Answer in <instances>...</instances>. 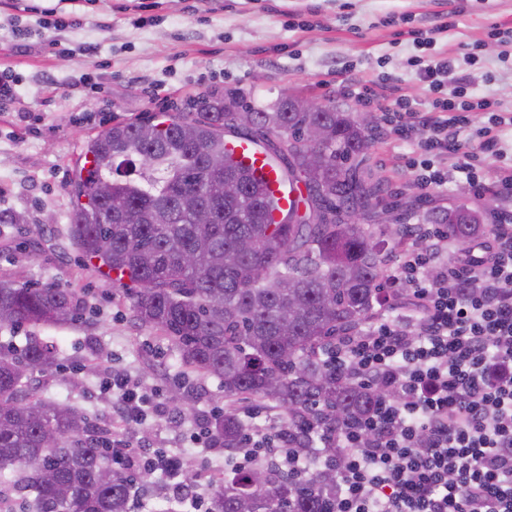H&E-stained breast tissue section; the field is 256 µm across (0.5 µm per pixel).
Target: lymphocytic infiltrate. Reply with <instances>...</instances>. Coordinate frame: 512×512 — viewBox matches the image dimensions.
<instances>
[{
    "instance_id": "1",
    "label": "lymphocytic infiltrate",
    "mask_w": 512,
    "mask_h": 512,
    "mask_svg": "<svg viewBox=\"0 0 512 512\" xmlns=\"http://www.w3.org/2000/svg\"><path fill=\"white\" fill-rule=\"evenodd\" d=\"M450 67L447 57L435 55L421 68L434 94L428 111L399 99L384 106L382 116L400 138L417 139L423 189L447 185L448 172L435 161L455 155L479 195L487 185L461 134L481 121L478 153L501 157L499 132L512 125V116L471 95L465 78L445 90ZM420 234L427 246L405 249L393 274L413 294L414 329L380 317L322 354L325 364L382 392L373 412L333 429H309L336 451L326 460L337 483L330 512H512V211L496 214L490 243L449 262L431 280L423 272L447 242L448 228L436 224ZM104 388L112 394L114 465L165 475L186 512H206L199 488L215 478L223 442L208 425L193 431L206 463L197 489L186 490L176 455L136 449L125 438L130 426L162 413L161 389L125 374L113 375ZM295 446L287 430L248 429L235 468L272 461L305 481L308 469Z\"/></svg>"
}]
</instances>
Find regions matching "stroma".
Returning <instances> with one entry per match:
<instances>
[{"label":"stroma","instance_id":"35a3bbf8","mask_svg":"<svg viewBox=\"0 0 512 512\" xmlns=\"http://www.w3.org/2000/svg\"><path fill=\"white\" fill-rule=\"evenodd\" d=\"M50 11L77 26L43 28ZM442 21L450 27L433 49L413 44L410 29ZM495 27L512 28V0H0V71L18 80L17 97L0 102V212L13 218L0 223V281L57 284L72 289L82 308L69 326L0 325L2 344L22 346L32 333L55 345L56 365L30 378L36 394L68 400L108 428V377L166 381L164 397L181 398L180 413L166 411L126 435L133 446L172 448L199 465L204 459L190 434L224 402L219 380L189 371L174 345L135 324L123 288L69 244L68 185L87 141L102 128L116 119L188 113L200 95L230 92L254 106L285 93L333 102L377 125V106L346 96L345 85L374 79L381 101L402 97L426 110L432 94L415 61L432 52L452 61L448 84L467 76L473 95L512 113V41L490 38ZM15 28L28 31L27 45H16ZM417 156L415 142L388 131L374 142L369 165L388 204L412 200L419 214L444 215L461 201L487 219L485 199L465 185L457 158L442 162L447 186L428 191L416 185L419 170L410 161ZM400 254L393 246L383 253L376 307L397 319L409 300L408 290L390 281ZM232 410L248 427L286 426L282 411L266 401H238Z\"/></svg>","mask_w":512,"mask_h":512}]
</instances>
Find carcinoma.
Segmentation results:
<instances>
[{"label":"carcinoma","instance_id":"1","mask_svg":"<svg viewBox=\"0 0 512 512\" xmlns=\"http://www.w3.org/2000/svg\"><path fill=\"white\" fill-rule=\"evenodd\" d=\"M242 107L233 95L206 97L190 119L118 121L98 133L71 179V244L126 287L138 325L223 382L224 398L270 401L302 437L298 451L316 468L310 481L243 471L216 482L207 512H326L336 476L318 465L330 449L302 430L359 416L380 394L321 357L336 338L360 332L379 301L380 209L388 204L367 164L379 130L334 105L300 112L292 97L252 107L250 141L277 140L267 163L299 191L280 211L274 193L226 149V134L240 129L232 109ZM316 125L327 132L322 144L305 138ZM312 153L317 166L308 173ZM226 181L238 195H224ZM351 210L361 223L347 221ZM200 212L209 223L197 221ZM478 223L462 204L448 215V238L467 250ZM80 315L69 288L0 282V324L66 326ZM55 352L34 336L18 350L0 348V479L33 493L28 512H130L132 483L103 447L107 431L82 409L25 388L28 373L52 366ZM211 425L224 450L241 447L244 425L233 413ZM49 432L57 445H46Z\"/></svg>","mask_w":512,"mask_h":512}]
</instances>
